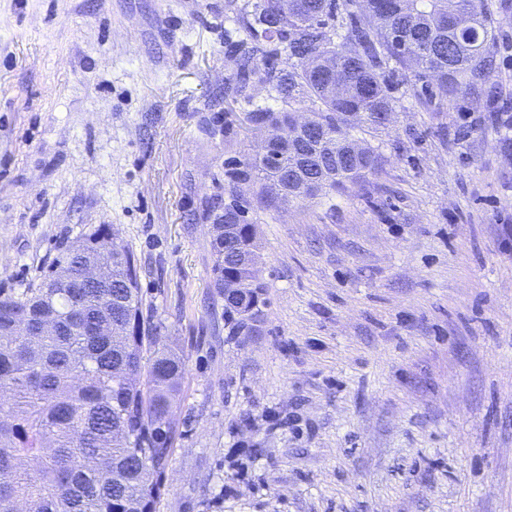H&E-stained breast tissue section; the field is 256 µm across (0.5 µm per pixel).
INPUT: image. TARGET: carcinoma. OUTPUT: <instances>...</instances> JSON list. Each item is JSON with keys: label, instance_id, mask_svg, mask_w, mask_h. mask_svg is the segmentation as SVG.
<instances>
[{"label": "carcinoma", "instance_id": "obj_1", "mask_svg": "<svg viewBox=\"0 0 512 512\" xmlns=\"http://www.w3.org/2000/svg\"><path fill=\"white\" fill-rule=\"evenodd\" d=\"M366 12L349 13L350 26L330 32L337 0H250L233 22L252 43L240 60L244 94L251 77L268 85L273 100L297 95L317 104L311 112L336 154L305 161L282 157L271 172L269 153L247 163L275 205L312 195L296 182L304 170L315 191L354 184L375 173L380 158L355 132L384 126L394 111L391 87L379 74L389 62L411 71L429 95L451 98L490 81L497 33L485 0H365ZM286 45L298 68L283 72L250 67ZM256 123L289 128L287 112L259 106ZM226 237L214 239V287L238 281L244 294L224 308L225 324L238 333L256 320L253 298L264 295L260 271L243 261L256 248L255 225L245 209H224ZM90 257L111 264L103 288H79L76 278ZM52 288L0 295V512L19 500L27 512H153L162 476L181 437L172 408L185 374L184 358L165 337L143 327L135 255L112 242L104 227L83 234L58 261ZM153 349L144 362L145 347Z\"/></svg>", "mask_w": 512, "mask_h": 512}]
</instances>
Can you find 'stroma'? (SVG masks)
<instances>
[{
    "instance_id": "35a3bbf8",
    "label": "stroma",
    "mask_w": 512,
    "mask_h": 512,
    "mask_svg": "<svg viewBox=\"0 0 512 512\" xmlns=\"http://www.w3.org/2000/svg\"><path fill=\"white\" fill-rule=\"evenodd\" d=\"M246 0H0V291L105 225L186 362L155 512H512V0L495 96L384 66L381 165L278 209L233 97ZM241 202L267 304L230 334L216 215Z\"/></svg>"
}]
</instances>
